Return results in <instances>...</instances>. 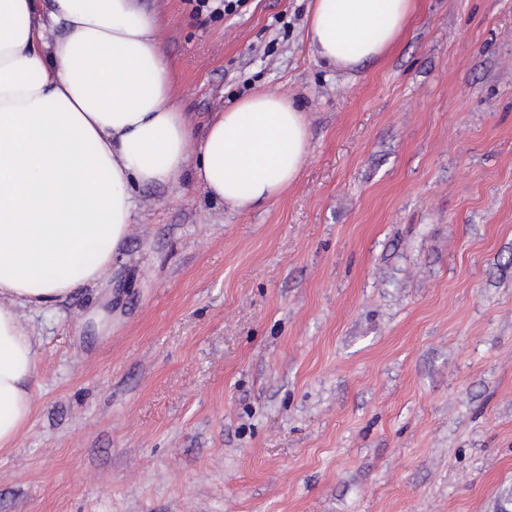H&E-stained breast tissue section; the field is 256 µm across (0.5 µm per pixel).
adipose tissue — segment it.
<instances>
[{
	"instance_id": "ef3b65f1",
	"label": "adipose tissue",
	"mask_w": 512,
	"mask_h": 512,
	"mask_svg": "<svg viewBox=\"0 0 512 512\" xmlns=\"http://www.w3.org/2000/svg\"><path fill=\"white\" fill-rule=\"evenodd\" d=\"M413 0H314L328 64L381 56ZM309 152L304 113L259 91L195 133L140 0H0V450L34 411L37 348L19 306L97 284L129 234L134 187L192 173L232 208L277 198Z\"/></svg>"
}]
</instances>
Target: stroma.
<instances>
[{"label": "stroma", "mask_w": 512, "mask_h": 512, "mask_svg": "<svg viewBox=\"0 0 512 512\" xmlns=\"http://www.w3.org/2000/svg\"><path fill=\"white\" fill-rule=\"evenodd\" d=\"M310 4L143 0L192 125L269 89L309 153L254 207L136 188L106 280L21 309L0 512H512V0H417L351 69ZM194 1L196 4L193 10L196 13H202L203 11L209 12L212 16L218 14L232 15L237 12L246 3V0H188Z\"/></svg>", "instance_id": "35a3bbf8"}]
</instances>
